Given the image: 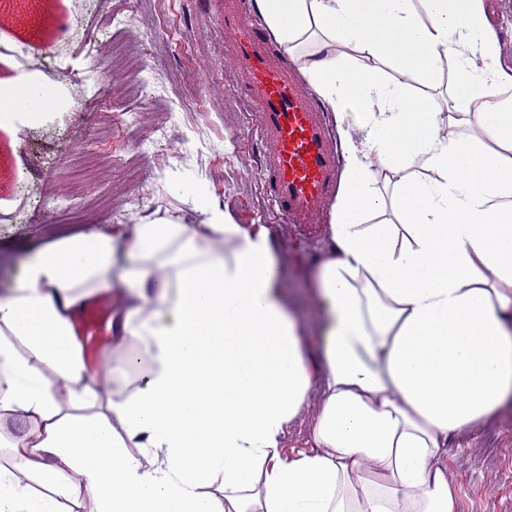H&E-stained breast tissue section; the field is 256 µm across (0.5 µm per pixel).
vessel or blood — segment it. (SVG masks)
<instances>
[{"instance_id": "vessel-or-blood-1", "label": "vessel or blood", "mask_w": 512, "mask_h": 512, "mask_svg": "<svg viewBox=\"0 0 512 512\" xmlns=\"http://www.w3.org/2000/svg\"><path fill=\"white\" fill-rule=\"evenodd\" d=\"M222 21L261 148L265 192L285 223H313L336 192L338 155L326 114L274 54L245 0H224Z\"/></svg>"}]
</instances>
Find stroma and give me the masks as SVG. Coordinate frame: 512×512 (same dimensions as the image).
Segmentation results:
<instances>
[{
    "label": "stroma",
    "mask_w": 512,
    "mask_h": 512,
    "mask_svg": "<svg viewBox=\"0 0 512 512\" xmlns=\"http://www.w3.org/2000/svg\"><path fill=\"white\" fill-rule=\"evenodd\" d=\"M217 0H19L0 20V81L22 79L31 62L37 80L55 87V104L22 130L0 128V295L26 256L42 244L92 226L108 232L155 210L193 217L176 192L204 182L214 201L238 224L269 229L284 267L294 313L310 321L321 306L309 290L317 255L326 246L331 207L315 223L287 224L260 188L257 143L243 131V108L230 91L235 80ZM141 60L138 76L111 62L113 50ZM30 144L38 169L20 158ZM169 156L160 165L154 145ZM106 159L95 181L74 192L71 206L53 199L87 155ZM103 313L95 329L74 323L91 369L111 368L109 324L120 297H94ZM448 467L459 487L460 512H512V416L448 444Z\"/></svg>",
    "instance_id": "1"
}]
</instances>
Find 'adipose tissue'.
Here are the masks:
<instances>
[{
    "label": "adipose tissue",
    "mask_w": 512,
    "mask_h": 512,
    "mask_svg": "<svg viewBox=\"0 0 512 512\" xmlns=\"http://www.w3.org/2000/svg\"><path fill=\"white\" fill-rule=\"evenodd\" d=\"M254 6L290 57L312 44L308 82L369 128L310 282L319 365L267 226L234 223L204 183L180 187L200 223L157 210L47 243L0 296V418L28 426L0 437V512L83 495L98 512H459L449 437L512 414V66L483 0ZM54 98L15 82L0 127ZM113 281L118 363L95 373L73 318ZM304 418L313 450L288 453Z\"/></svg>",
    "instance_id": "ef3b65f1"
}]
</instances>
